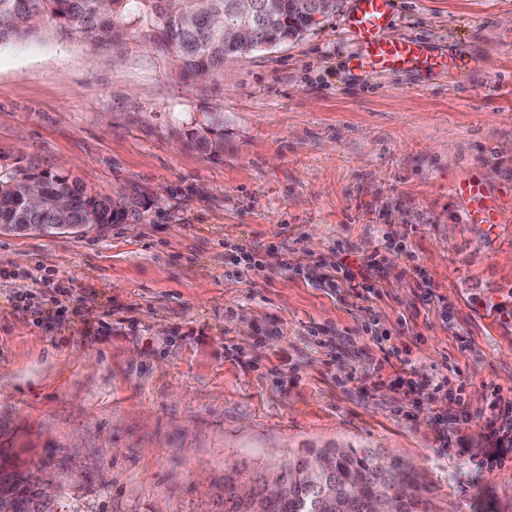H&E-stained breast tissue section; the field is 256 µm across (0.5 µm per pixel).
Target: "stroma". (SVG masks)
Listing matches in <instances>:
<instances>
[{"label":"stroma","mask_w":512,"mask_h":512,"mask_svg":"<svg viewBox=\"0 0 512 512\" xmlns=\"http://www.w3.org/2000/svg\"><path fill=\"white\" fill-rule=\"evenodd\" d=\"M349 0L195 84L144 30L121 54L0 46V165L141 200L82 236L0 234V460L71 512H221L306 447L419 468L431 512H512V0H398L385 30L460 71L353 68ZM224 121L209 159L176 129ZM375 255L348 288L345 252ZM443 390H436V383ZM455 193L467 204L466 220L469 224H501L503 211L510 208L508 201L489 194L476 180L459 182ZM346 258L342 259L340 264L336 265V272L342 273L345 283L348 288H366L367 282L373 278L374 271L376 269L375 259L371 256L370 258H360V265L358 271L354 272L348 264H346ZM360 279V281H358Z\"/></svg>","instance_id":"35a3bbf8"}]
</instances>
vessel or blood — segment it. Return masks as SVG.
I'll list each match as a JSON object with an SVG mask.
<instances>
[{
  "label": "vessel or blood",
  "instance_id": "vessel-or-blood-1",
  "mask_svg": "<svg viewBox=\"0 0 512 512\" xmlns=\"http://www.w3.org/2000/svg\"><path fill=\"white\" fill-rule=\"evenodd\" d=\"M395 10V0H352L345 23L362 46L357 58L359 68L376 72L431 62L448 71L457 69L459 55L433 58L419 42L385 40L382 32L392 22ZM455 193L465 201L466 220L471 224L500 223L503 211L512 206L501 197L489 194L481 182L472 179L459 182Z\"/></svg>",
  "mask_w": 512,
  "mask_h": 512
}]
</instances>
